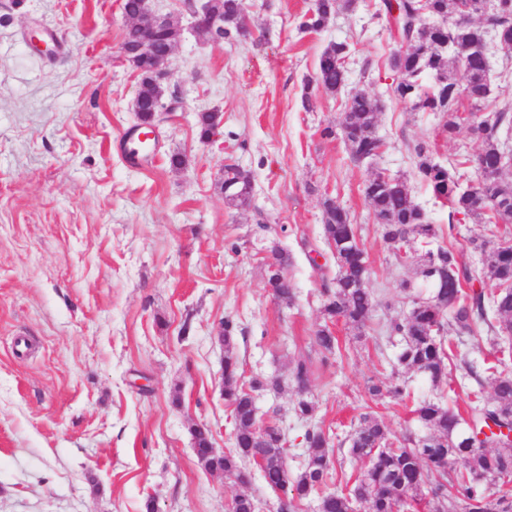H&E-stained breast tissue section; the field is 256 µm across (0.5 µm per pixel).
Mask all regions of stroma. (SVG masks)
Returning <instances> with one entry per match:
<instances>
[{
  "instance_id": "35a3bbf8",
  "label": "stroma",
  "mask_w": 512,
  "mask_h": 512,
  "mask_svg": "<svg viewBox=\"0 0 512 512\" xmlns=\"http://www.w3.org/2000/svg\"><path fill=\"white\" fill-rule=\"evenodd\" d=\"M379 0H357L317 33L298 24L314 0H244L246 35L216 42L193 26L201 0H153L180 21L170 58L169 95L180 106L156 133L151 162L124 150L138 124L131 109L140 86L120 47L128 20L122 0H0V512H228L239 492L260 512H277L280 492L260 472L242 486L206 471L190 430L211 428L215 447L231 449L232 423L222 390L225 319L239 326L236 348L244 379L277 377L257 392L260 416L286 433L287 463L306 458L291 360L314 362L312 423L344 440L361 413L382 416L395 439L416 432L408 406L435 397L426 376L395 373V349L382 331L411 306L403 281L416 280L417 258L401 261L375 224L364 183L384 171L403 176L416 203L440 232L437 244L462 255L473 274L484 256L472 237L512 242V224L465 219L449 225L448 209L416 174L408 144H428L444 163L459 147L476 153L467 130L441 132L437 112L412 110L395 97L389 24ZM350 47L349 89L380 106L379 157L354 163L338 123L344 95L304 85L323 49ZM220 126L200 140L198 113ZM179 152L186 163L170 169ZM251 177L249 206L227 203L224 167ZM333 197L355 218L372 268L376 307L370 323L336 321L337 356L322 360L314 336L323 327L319 273L310 257L323 250L321 203ZM288 251L292 305L264 282L265 249ZM485 326L454 339L453 390L466 410L457 374L482 362ZM383 389L371 399V385Z\"/></svg>"
}]
</instances>
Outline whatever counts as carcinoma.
<instances>
[{
  "label": "carcinoma",
  "instance_id": "1",
  "mask_svg": "<svg viewBox=\"0 0 512 512\" xmlns=\"http://www.w3.org/2000/svg\"><path fill=\"white\" fill-rule=\"evenodd\" d=\"M215 8L224 17V36L239 32L242 0H218ZM342 8L354 9V0H315L311 13L302 17L299 30L320 31ZM420 8L419 0H380L376 10L384 13L393 32L391 60L409 77L398 81L394 95L410 102L417 111L442 113L446 117L442 132L450 139L460 127L458 106L468 101L473 114L470 134L481 143V149L475 156L461 150L445 165L433 160L426 143L418 142L410 147L416 173L436 198L447 200L449 217L461 214L486 224H512V182L502 179L509 168L507 153H512V98L497 101L490 119L477 115L490 94L489 63L464 53V49L481 35L480 24L457 19L454 0H428L427 19L421 21L415 18ZM123 10L131 20L123 43H146L151 48L150 54L134 65L141 82L138 104L132 106L140 124L148 126L154 122L157 98L149 73L155 58L167 54L177 43L179 33L163 25H144L139 18L141 0H123ZM484 23L496 43L512 48V0H503L502 10L491 11ZM348 54V44H328L319 57L313 82L327 92H341L348 83L344 66ZM424 74L437 81L431 92L420 84ZM376 113L377 106L365 90L351 91L339 124L325 127L323 136L341 135L352 161L371 160L381 147L374 131ZM219 123L218 113H200V139L215 135ZM224 181L239 190L251 187L249 175L233 164L224 166ZM365 198L384 240L397 250L426 249L424 265L428 272L423 281L428 295L415 294L408 313L386 325L388 336L398 337L390 362L392 370L423 373L438 386L448 380L452 360L446 337L470 335L479 322L494 333L491 350L482 363L462 366L463 377L475 383L468 395L467 414L445 405L441 396L420 401L413 414L427 433L410 436L406 445L394 443L388 426L373 412L360 414L348 439V453L367 464L349 493L332 489L328 480L334 448L323 427L313 424L306 430L307 455L296 474L288 471L284 461V430L273 424L257 431L253 393L270 386L277 388L281 380L261 375L247 384L241 381L235 352L236 323L226 319L224 401L232 408L234 450L223 455L212 453L210 428L196 426L191 435L198 460L208 471L246 484L250 479L246 464L252 457H261L262 478L274 490H290L292 512L297 503L313 494L318 495V512H351L357 502L368 504L369 512H392L400 500L410 497L417 502L424 496L429 512H512V494L499 489L504 475L512 472V447L498 432L512 425V368L506 358V347L512 345V247L497 246L487 238L472 239L474 249L487 254L481 276L476 277L455 248H429L438 229L412 199L405 179L391 176L365 190ZM322 207V237L334 259L336 275L331 280L322 278L321 313L328 320L342 318L360 328L371 320L374 309L365 252L349 212L332 198L324 199ZM267 252L266 285L280 302L290 305L295 300V288L288 277V253L277 243ZM484 279L494 285L492 291L474 287V281ZM315 341L323 364L339 350L336 336L327 327L316 332ZM311 378L308 361L291 363L289 381L301 394L294 411L305 419L314 412L313 402L306 397ZM486 384L492 389L488 401L483 397ZM432 471L440 479L426 490V474Z\"/></svg>",
  "mask_w": 512,
  "mask_h": 512
}]
</instances>
